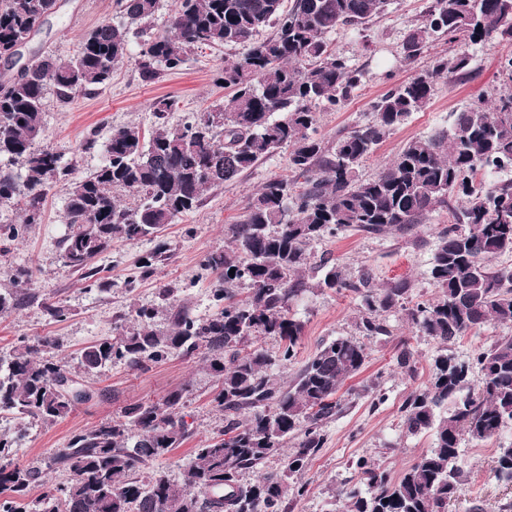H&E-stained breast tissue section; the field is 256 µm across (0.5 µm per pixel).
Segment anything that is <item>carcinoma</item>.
<instances>
[{"label": "carcinoma", "mask_w": 512, "mask_h": 512, "mask_svg": "<svg viewBox=\"0 0 512 512\" xmlns=\"http://www.w3.org/2000/svg\"><path fill=\"white\" fill-rule=\"evenodd\" d=\"M390 0H178L166 20L169 34L152 37L161 0H115L121 22H105L84 34L62 60L38 54L21 72L0 81V203H21L19 224H1L0 238L15 241L41 223L43 203L65 190L62 266L89 288L107 286L97 257L118 241L160 237L165 228L197 210L205 194L236 180L260 160L286 147L289 178L268 180L228 226L229 245L202 261L217 275L212 297L219 309L193 317L164 288L169 325L154 326L155 309L140 307L133 322L114 323L115 335L87 346L77 368L44 358L58 343L22 339L0 356V413L23 426L66 419L94 392L84 381L112 364L144 369L171 356L203 355L215 378L212 403L223 426L198 448L179 483L162 472L138 477L150 462L190 436L181 409L185 385L157 402L126 406L119 417L74 434L51 457L68 473L46 483L41 472L13 462L15 438L0 433V512H288L287 479L303 474L324 445V423L341 411L337 393L368 359L365 340L388 336L384 314L405 311L412 332L442 348L424 388L412 392L401 412L408 433L430 430L433 445L397 479L379 467L358 464L359 484L343 490L346 512H448L461 471L452 465L459 443L498 437L512 425V336H500L473 361L448 355V344L492 324H512V267L493 260L512 253V56L502 58V90L454 113L452 131L409 140L369 179L358 169L411 113L430 101L436 81L468 74L466 48L512 39V0H432L422 23L403 43L407 60L431 39L462 50L436 56L409 81L372 102V121L317 136L313 106L335 108L361 85L363 73L329 49L328 34L357 27L383 13ZM57 12V0H0V60ZM136 32H130L131 25ZM271 36L257 39L260 31ZM142 38L133 57L141 79L151 82L182 68L193 51L215 45L246 52L224 64L215 82L232 89L226 100L177 123L175 102H154L155 125L147 135L135 124L112 129L103 162L86 175L51 147L34 148L44 136V95L53 89L67 104L101 90L129 57L130 36ZM445 210L448 225L436 236L429 279L439 289L432 302L411 304L404 281L379 288L369 272L346 274L330 258L314 260L313 244L347 230L383 236L410 229ZM165 245L141 257L147 278ZM235 273H230V270ZM317 286L353 296L362 315L357 336L321 347L286 387L270 370L290 363L303 324L290 314L307 274ZM32 271L20 267L13 287L0 289V314L34 298ZM248 288L245 297L235 286ZM284 341L279 355L251 346L259 337ZM396 366L412 375L416 361L402 345ZM477 367V388L469 374ZM290 449L283 474L242 482L243 474ZM496 478L512 486V444L496 448ZM41 483L43 491L30 496Z\"/></svg>", "instance_id": "obj_1"}]
</instances>
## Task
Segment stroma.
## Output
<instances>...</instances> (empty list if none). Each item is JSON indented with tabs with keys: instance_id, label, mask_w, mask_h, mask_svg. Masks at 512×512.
<instances>
[{
	"instance_id": "35a3bbf8",
	"label": "stroma",
	"mask_w": 512,
	"mask_h": 512,
	"mask_svg": "<svg viewBox=\"0 0 512 512\" xmlns=\"http://www.w3.org/2000/svg\"><path fill=\"white\" fill-rule=\"evenodd\" d=\"M428 3L429 0H391L387 10L369 23L328 35L330 49L362 70L363 82L344 104L320 111L317 130L324 141H333L340 129L371 120V103L389 87L426 69L433 57L451 54L452 49L444 40L429 42L421 55L410 61L402 53L407 34L420 23ZM116 18L114 0H59L57 13L44 24L27 50L68 57L82 35ZM471 51V72L458 80L439 79L427 106L412 113L379 145L374 156L360 167L361 177L374 175L408 140L449 128L454 112L477 99L491 97L500 88V60L512 55V41L478 44ZM244 52L241 46L206 48L191 54L181 70L162 74L150 83L142 81L133 61L127 60L115 69L111 84L97 93L77 97L67 105L60 104L54 93H47L42 142L64 160H76L80 173H88L101 164L103 152L81 151L80 145L87 136H96L103 143L114 127L128 123L152 130V105L161 98L176 100L178 110L174 117L178 120L218 103L225 90L215 82L217 70ZM289 174L288 151L282 148L236 181L209 191L194 213L167 227L162 241L114 243L98 259L105 279L112 283L107 291L87 289L78 274L63 268L58 242L67 230L64 193L59 189L51 191L44 202L42 223L32 225L24 238L0 252V288L8 285L17 268L24 266L34 272L36 294L34 302L0 317V355L12 351L21 338L54 336L61 346L53 350V357L75 364L84 347L111 335L116 316H130L136 308L158 305L159 292L164 288L172 289L177 305L192 315L214 313V278L202 274L201 260L209 253L223 251L228 243L227 226L238 220L265 182ZM447 223V212L439 211L409 231L379 237L349 231L314 244L312 252L317 257L333 256L353 274L368 270L380 285L407 281L412 301H430L438 290L428 278L429 263L436 235ZM161 243L167 247L165 260L157 263L151 277L141 278L137 260ZM46 302L64 305L69 310L68 318L49 321L42 309ZM292 313L304 329L293 363L274 373L275 380L283 384L295 378L322 344L355 335L360 306L358 301L311 283L293 302ZM387 321L392 327L391 335L368 341L367 364L360 374L345 382L343 409L325 424L324 446L302 477L307 491L303 497L291 499L290 512H343L341 491L360 480L358 461L386 469L396 478L431 447V434L405 432L399 408L412 391L427 384L437 348L412 336L401 312H390ZM404 339L409 340L416 360L417 371L412 376L397 368L394 360L396 347ZM90 384L94 398L77 405L56 424L30 425L21 431L13 417L0 415V433L20 434L13 452L15 463L42 469L44 478L52 482L65 481V473L50 468L49 460L74 433L119 416L127 405L159 401L170 390L184 385L191 388L182 410L190 436L179 448L149 463L147 472L162 471L171 480H180L194 448L220 426L211 403L214 378L199 359L174 356L144 371L115 364L92 377ZM497 444L461 442L457 465L462 482L448 512H470L476 504L483 512H500L501 504L512 501V487L494 477Z\"/></svg>"
}]
</instances>
